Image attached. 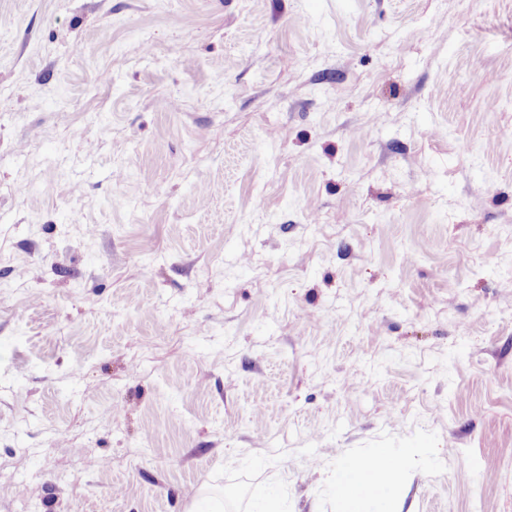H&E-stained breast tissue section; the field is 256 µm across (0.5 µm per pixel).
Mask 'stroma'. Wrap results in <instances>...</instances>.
I'll return each mask as SVG.
<instances>
[{
	"label": "stroma",
	"mask_w": 512,
	"mask_h": 512,
	"mask_svg": "<svg viewBox=\"0 0 512 512\" xmlns=\"http://www.w3.org/2000/svg\"><path fill=\"white\" fill-rule=\"evenodd\" d=\"M380 448L512 512V0H0V512Z\"/></svg>",
	"instance_id": "1"
}]
</instances>
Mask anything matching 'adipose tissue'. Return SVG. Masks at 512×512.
Segmentation results:
<instances>
[{
	"instance_id": "adipose-tissue-1",
	"label": "adipose tissue",
	"mask_w": 512,
	"mask_h": 512,
	"mask_svg": "<svg viewBox=\"0 0 512 512\" xmlns=\"http://www.w3.org/2000/svg\"><path fill=\"white\" fill-rule=\"evenodd\" d=\"M380 465L371 460L341 461L331 483L336 492L338 512H402L403 504L396 495L404 469L386 459V449H378Z\"/></svg>"
}]
</instances>
